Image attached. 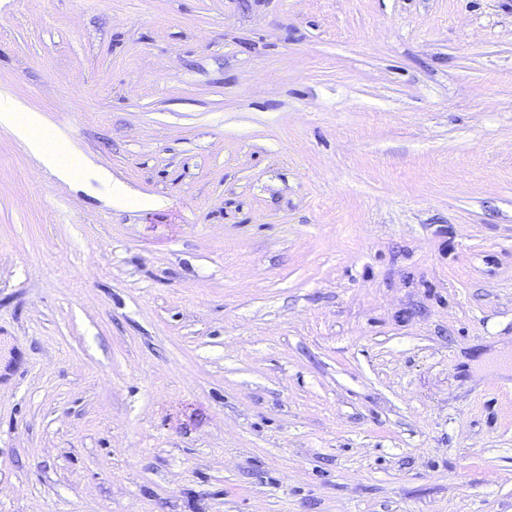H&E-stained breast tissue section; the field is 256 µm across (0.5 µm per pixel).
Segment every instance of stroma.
Listing matches in <instances>:
<instances>
[{
	"label": "stroma",
	"instance_id": "35a3bbf8",
	"mask_svg": "<svg viewBox=\"0 0 512 512\" xmlns=\"http://www.w3.org/2000/svg\"><path fill=\"white\" fill-rule=\"evenodd\" d=\"M0 512H512V0H0ZM0 126L63 181L72 179L78 170L93 168L90 162L80 158L58 131L48 125L43 115L27 112L10 93L3 90L0 91Z\"/></svg>",
	"mask_w": 512,
	"mask_h": 512
}]
</instances>
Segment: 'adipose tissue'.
<instances>
[{"label": "adipose tissue", "instance_id": "1", "mask_svg": "<svg viewBox=\"0 0 512 512\" xmlns=\"http://www.w3.org/2000/svg\"><path fill=\"white\" fill-rule=\"evenodd\" d=\"M0 128L10 132L35 155L44 166L64 181L78 171L90 169L64 137L53 130L45 117L25 108L8 92L0 91Z\"/></svg>", "mask_w": 512, "mask_h": 512}]
</instances>
